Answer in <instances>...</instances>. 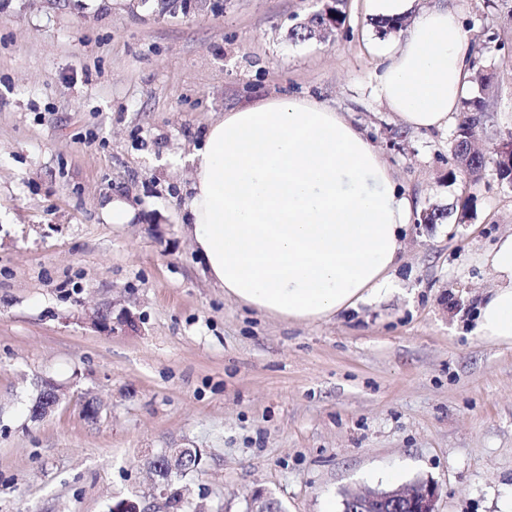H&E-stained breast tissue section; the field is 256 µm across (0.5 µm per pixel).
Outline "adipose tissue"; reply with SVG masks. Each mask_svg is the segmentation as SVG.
<instances>
[{"instance_id": "1", "label": "adipose tissue", "mask_w": 512, "mask_h": 512, "mask_svg": "<svg viewBox=\"0 0 512 512\" xmlns=\"http://www.w3.org/2000/svg\"><path fill=\"white\" fill-rule=\"evenodd\" d=\"M470 75L458 12L425 11L386 52L376 96L414 129L447 127ZM184 232L225 296L316 322L388 293L412 202L366 131L323 104L273 97L226 112L192 156ZM482 339L512 344V233L486 258Z\"/></svg>"}]
</instances>
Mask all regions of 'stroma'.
I'll return each instance as SVG.
<instances>
[{"label": "stroma", "instance_id": "1", "mask_svg": "<svg viewBox=\"0 0 512 512\" xmlns=\"http://www.w3.org/2000/svg\"><path fill=\"white\" fill-rule=\"evenodd\" d=\"M450 4L492 75L476 141L490 157L512 131V0ZM317 7L0 0V512L153 498L148 463L172 448L201 452L178 482L198 512H246L258 489L287 512H341L390 470L437 486L438 512L512 501V344L477 331L512 186L457 172L454 127L410 129L378 103L388 39L365 0L292 41ZM283 95L348 113L414 202L391 293L318 322L225 297L182 231L210 123ZM115 196L131 223L105 221ZM432 206L445 218L421 223ZM107 309L134 328H95ZM45 380L65 398L35 421Z\"/></svg>", "mask_w": 512, "mask_h": 512}]
</instances>
